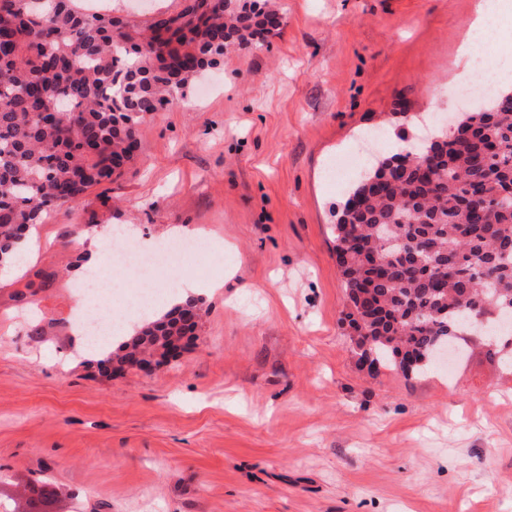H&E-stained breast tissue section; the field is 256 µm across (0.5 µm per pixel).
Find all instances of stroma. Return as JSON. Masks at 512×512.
<instances>
[{"instance_id": "stroma-1", "label": "stroma", "mask_w": 512, "mask_h": 512, "mask_svg": "<svg viewBox=\"0 0 512 512\" xmlns=\"http://www.w3.org/2000/svg\"><path fill=\"white\" fill-rule=\"evenodd\" d=\"M476 5L280 0L263 46L225 53L121 175L37 225L0 282V505L22 512L39 479L54 512H512V372L477 345L418 377L361 370L334 249L356 179L336 160L453 107ZM103 226L215 246L186 275L197 328L154 374L74 349L81 239Z\"/></svg>"}]
</instances>
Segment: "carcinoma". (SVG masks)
Segmentation results:
<instances>
[{
  "label": "carcinoma",
  "instance_id": "obj_1",
  "mask_svg": "<svg viewBox=\"0 0 512 512\" xmlns=\"http://www.w3.org/2000/svg\"><path fill=\"white\" fill-rule=\"evenodd\" d=\"M244 2L182 0L143 22L92 11L79 0H0V265L47 216L77 202L138 149L136 132L185 95L224 49L265 42L279 10ZM463 136L435 132L421 146L378 158L347 191L335 225L344 321L371 375H416L472 323L512 314V92L459 113ZM433 154L434 177L420 173ZM147 319L100 370L123 371L136 354L165 352L175 311ZM512 369V349L482 339Z\"/></svg>",
  "mask_w": 512,
  "mask_h": 512
}]
</instances>
